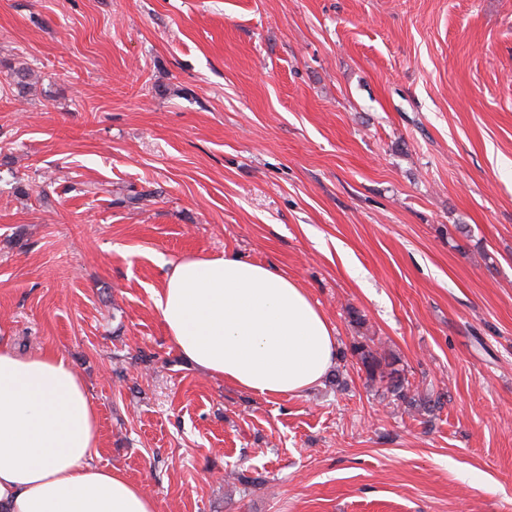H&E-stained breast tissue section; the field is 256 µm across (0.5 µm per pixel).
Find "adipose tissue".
<instances>
[{
	"mask_svg": "<svg viewBox=\"0 0 512 512\" xmlns=\"http://www.w3.org/2000/svg\"><path fill=\"white\" fill-rule=\"evenodd\" d=\"M154 305L182 357L258 396L304 395L336 358L335 328L305 288L237 254L177 262ZM98 446L68 360L0 346V512H157L139 483L95 463Z\"/></svg>",
	"mask_w": 512,
	"mask_h": 512,
	"instance_id": "obj_1",
	"label": "adipose tissue"
}]
</instances>
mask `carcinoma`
<instances>
[{
  "label": "carcinoma",
  "mask_w": 512,
  "mask_h": 512,
  "mask_svg": "<svg viewBox=\"0 0 512 512\" xmlns=\"http://www.w3.org/2000/svg\"><path fill=\"white\" fill-rule=\"evenodd\" d=\"M351 354L371 381L382 384L395 400L417 413H432L441 408V397L419 391L403 374L395 368V357L364 340L356 339L351 344Z\"/></svg>",
  "instance_id": "obj_1"
}]
</instances>
